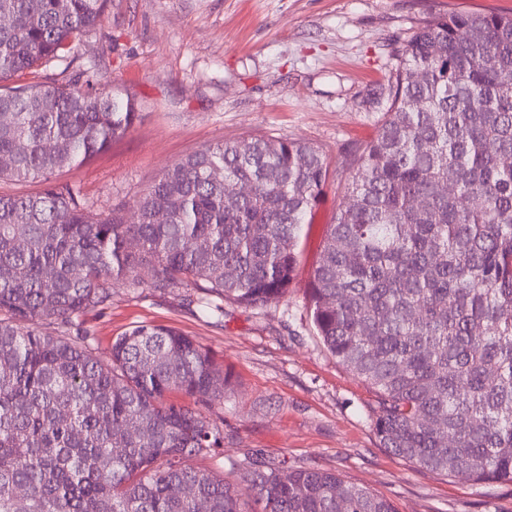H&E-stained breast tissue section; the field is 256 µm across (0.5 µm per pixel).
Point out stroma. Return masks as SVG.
Masks as SVG:
<instances>
[{
    "instance_id": "35a3bbf8",
    "label": "stroma",
    "mask_w": 512,
    "mask_h": 512,
    "mask_svg": "<svg viewBox=\"0 0 512 512\" xmlns=\"http://www.w3.org/2000/svg\"><path fill=\"white\" fill-rule=\"evenodd\" d=\"M512 12V0H108L101 24L74 50L70 67L101 88L139 101L141 119L90 161L61 173L93 214L133 210L172 163L207 145L253 136L317 148L329 180L301 239L293 288L260 308L225 304L222 317L190 305L194 291L115 286L107 308L82 314L100 359L134 326L174 327L207 350L232 380L207 415L224 446L190 467L238 483L253 456L315 467L390 500L398 512H512V485L417 468L382 448L374 391L339 365L306 312V285L329 224L344 202L342 160L370 141L382 105L368 98L397 66L396 52L428 14Z\"/></svg>"
}]
</instances>
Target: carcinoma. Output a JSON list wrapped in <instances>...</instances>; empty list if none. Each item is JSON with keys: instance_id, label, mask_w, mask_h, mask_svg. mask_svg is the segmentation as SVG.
<instances>
[{"instance_id": "obj_1", "label": "carcinoma", "mask_w": 512, "mask_h": 512, "mask_svg": "<svg viewBox=\"0 0 512 512\" xmlns=\"http://www.w3.org/2000/svg\"><path fill=\"white\" fill-rule=\"evenodd\" d=\"M104 2L0 0V82L73 64ZM398 57L373 91L388 102L377 134L349 159L310 318L375 391L382 447L448 477L512 484V15L433 13ZM138 117L126 89L90 77L0 88V181L40 185L0 194V512H397L318 468L255 459L239 488L188 467L224 447L203 409L229 378L180 331L137 325L110 362L97 358L74 318L145 267L158 291L196 288L204 314L223 313L217 298L282 299L329 177L311 145L222 141L165 168L131 216L94 217L57 177ZM239 184L249 192L234 194ZM175 391L197 407L170 401Z\"/></svg>"}]
</instances>
